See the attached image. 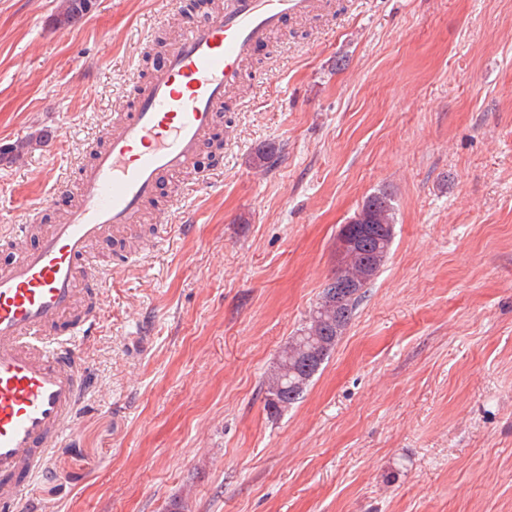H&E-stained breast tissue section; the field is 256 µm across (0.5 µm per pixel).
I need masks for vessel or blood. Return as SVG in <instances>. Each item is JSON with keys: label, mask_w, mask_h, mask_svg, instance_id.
<instances>
[{"label": "vessel or blood", "mask_w": 512, "mask_h": 512, "mask_svg": "<svg viewBox=\"0 0 512 512\" xmlns=\"http://www.w3.org/2000/svg\"><path fill=\"white\" fill-rule=\"evenodd\" d=\"M315 0H224L208 22H188L153 70L133 111L82 167V196L61 222L11 225L0 245L20 256L0 267V512H7L73 433L88 395L78 347L112 277L95 245L131 235L144 206L192 167L222 118L245 64L270 33Z\"/></svg>", "instance_id": "1"}]
</instances>
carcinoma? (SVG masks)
Listing matches in <instances>:
<instances>
[{
    "mask_svg": "<svg viewBox=\"0 0 512 512\" xmlns=\"http://www.w3.org/2000/svg\"><path fill=\"white\" fill-rule=\"evenodd\" d=\"M85 0H65L62 9L53 15L52 23L56 26H69L79 22L87 15L84 6ZM360 215L366 217L361 220L352 218L356 223L365 222L386 227L387 234L382 241V250L374 254L370 250L357 253L342 269L343 282L349 285L346 289L345 311L337 308H327L323 303H316L308 320L292 336L286 350L279 357L271 374L270 390H281V405L268 407L272 414H278L289 408L303 398L305 388L313 377L321 370L327 358L319 361H308L306 351L313 348V344H320V350L331 353L334 345L342 335L345 328L356 314L360 302L365 297L368 288L376 279L381 266L387 256L386 248L392 242V229L395 224V210L391 196L385 192H378L366 198Z\"/></svg>",
    "mask_w": 512,
    "mask_h": 512,
    "instance_id": "1",
    "label": "carcinoma"
}]
</instances>
